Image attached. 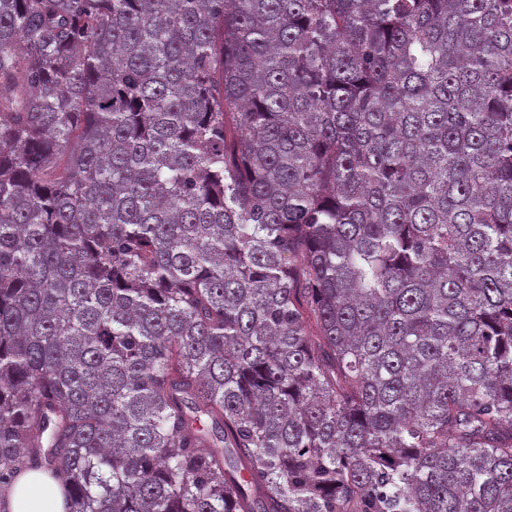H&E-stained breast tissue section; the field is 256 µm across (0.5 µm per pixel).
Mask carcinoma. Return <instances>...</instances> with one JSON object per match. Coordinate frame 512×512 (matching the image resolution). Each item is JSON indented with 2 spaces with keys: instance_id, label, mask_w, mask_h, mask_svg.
Wrapping results in <instances>:
<instances>
[{
  "instance_id": "cac0c4a2",
  "label": "carcinoma",
  "mask_w": 512,
  "mask_h": 512,
  "mask_svg": "<svg viewBox=\"0 0 512 512\" xmlns=\"http://www.w3.org/2000/svg\"><path fill=\"white\" fill-rule=\"evenodd\" d=\"M68 512H512V0H0V488ZM9 512H66L61 486L49 475L24 471L8 494Z\"/></svg>"
}]
</instances>
